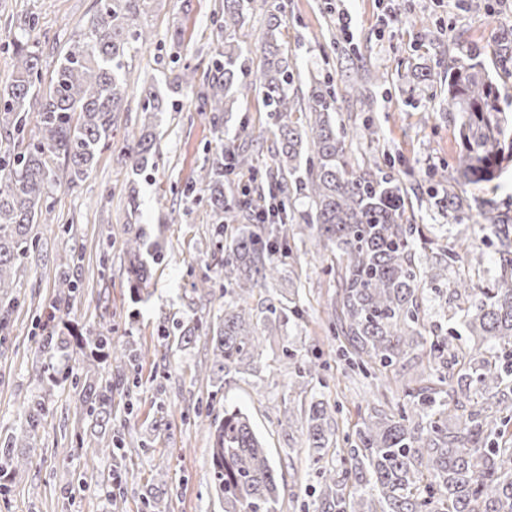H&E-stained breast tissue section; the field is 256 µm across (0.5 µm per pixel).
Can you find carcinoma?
I'll list each match as a JSON object with an SVG mask.
<instances>
[{
  "label": "carcinoma",
  "mask_w": 512,
  "mask_h": 512,
  "mask_svg": "<svg viewBox=\"0 0 512 512\" xmlns=\"http://www.w3.org/2000/svg\"><path fill=\"white\" fill-rule=\"evenodd\" d=\"M86 30L73 40L50 78L48 91L35 96L42 83L37 51L15 42L17 70L10 86L0 90V127L25 144L17 152L0 153V345L8 341L11 315L20 304L14 276L36 248L38 224L54 221L48 203L57 182L56 161L64 162L67 184L77 187L93 169L127 98L131 52L150 41L137 23L142 0H99ZM250 0H224V23L230 33L245 21ZM281 19L272 13L261 45L262 61L253 72L251 51L229 39L212 56L201 87L187 73L173 79L177 91L189 90L197 111L210 114L222 132L224 113L235 96H261L272 121L274 162L258 188L236 187L242 200L226 206L224 186H233L237 171L254 168L253 155L234 142L224 145L201 167L195 184L208 192L215 221L213 258L217 272L227 274L223 313L205 326L212 365V387L222 389L237 374L260 369L263 337L278 333L289 316H301L299 293L277 300L258 299L255 291L286 264L292 248L288 220L299 219L313 230L312 257L330 253L336 261L338 288L329 329L343 337L346 367L383 383L402 380L400 367L422 353L427 374L404 388L403 401L374 406L361 417L354 443L340 448L328 427L327 403L311 399L301 405L302 429L315 462L334 450L341 466L323 467L315 512H512V216L486 215L477 225L481 241L495 248L500 273L488 285L457 279L448 289L456 305L448 320L463 334L427 339L421 318L423 297L431 287L448 282L451 269L481 265L477 243L441 250L423 266L417 249L431 245L414 223L407 192L400 179L379 167L348 169L346 128L336 126L334 97L317 81L299 108L289 97L293 66L276 32ZM506 66L512 60V29L490 34L484 54L466 52L447 64L448 113L459 116L461 151L459 182L490 183L512 162V95L503 91L501 76L487 60ZM368 74L345 85L349 96L366 98ZM35 129L27 131L30 111ZM145 120L132 135L125 153L130 195L124 248L126 272L134 293L147 279L142 260L164 254L135 227L139 219L137 176L156 164L155 92L141 94ZM303 120L293 119L295 112ZM303 208L293 211L296 201ZM426 202L448 211L462 208L452 192H430ZM76 254L61 258L59 304L52 307L38 340L42 393L31 396L22 411L19 431L0 438V494L9 492V476L30 464V448L49 414L48 395L68 379L77 360L87 366L112 363L108 376L85 373L75 391V414L83 424L79 440L96 438L99 453L115 461L106 484L109 501L122 483V444L112 434L115 382H137L149 351L117 349L112 327L84 333L64 322L61 313L79 293L66 268ZM288 366L305 391L320 378V356L285 353ZM211 489L224 512H279L285 483L249 415L236 406L209 419ZM369 487L364 491L363 487ZM165 483L146 486L148 512H167Z\"/></svg>",
  "instance_id": "1"
}]
</instances>
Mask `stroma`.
I'll list each match as a JSON object with an SVG mask.
<instances>
[{
    "instance_id": "35a3bbf8",
    "label": "stroma",
    "mask_w": 512,
    "mask_h": 512,
    "mask_svg": "<svg viewBox=\"0 0 512 512\" xmlns=\"http://www.w3.org/2000/svg\"><path fill=\"white\" fill-rule=\"evenodd\" d=\"M278 5L283 8L282 40L295 64L291 97L302 98L311 80L320 79L336 93L337 122L372 130L371 136L347 142L350 169L375 164L400 173L417 223L427 225L428 238L440 246L473 240L482 212H512V178L507 176L495 184L459 188L465 213L420 205L433 170L445 167L449 179L457 177L458 124L446 112L445 66L459 50L484 51L493 29L512 27V0H251L237 40L260 46L268 15ZM98 6V0H0V86L14 72L15 40L38 50L43 74L51 75L60 51L83 32ZM223 12L224 0H143L138 22L151 31L152 40L129 61L127 99L112 137L80 187L63 180L52 187L55 220L38 225L39 247L17 271L22 303L12 315L10 341L0 346V435H7L19 426L24 400L42 388L37 341L43 309L59 298V259L78 254L69 271L79 287L70 320L85 328L111 323L118 346L157 351L141 368L137 385L113 395L112 427L122 435L126 451L122 495L112 505L95 490L112 463L97 457L91 445L76 443L75 385L84 375L77 368L51 390L50 413L36 434L32 462L0 496V512H143L144 487L158 474L166 483L168 512H224L210 489L211 444L201 419L226 403L244 409L266 439L286 484L281 512H314L320 466L308 456L301 425L287 422L302 395L290 387L294 376L281 361L283 350L320 354L325 368L306 394L338 405L333 415L337 439L354 434L374 401L369 379L345 375L338 342L326 330L336 275L328 270L330 258L309 260L311 230L303 224L295 227V247L283 274L298 287L304 313L265 343L258 372L236 376L214 398L197 379L211 359L205 337L185 349L159 345L161 326L176 320L203 326L212 320L226 284L225 278L215 279L206 297L192 290L193 283L211 273L212 226L202 191L190 194L186 188L227 140L268 138L269 118L260 98L242 96L218 133L196 112L194 97L183 93L164 103L156 129L161 160L136 186L128 184L123 152L128 131L142 127L144 80L164 83L186 64L196 79H203L224 40L219 28ZM342 12L352 19L347 34L337 25ZM31 17L37 20L32 27L27 24ZM177 29L183 33L178 47L170 39ZM363 70L378 77L367 110L344 92L348 80ZM132 188L138 191L140 223L160 228L165 255L162 262L150 263L149 299L137 305L129 300L123 249ZM159 417L168 426L161 437L152 430ZM88 461L94 467L90 486L78 481Z\"/></svg>"
}]
</instances>
